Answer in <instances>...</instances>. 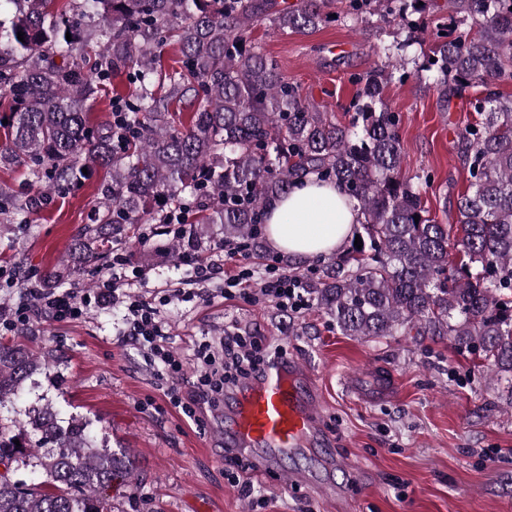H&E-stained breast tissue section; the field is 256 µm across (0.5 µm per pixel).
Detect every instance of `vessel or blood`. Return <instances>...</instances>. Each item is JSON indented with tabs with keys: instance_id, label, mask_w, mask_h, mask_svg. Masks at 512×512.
Returning a JSON list of instances; mask_svg holds the SVG:
<instances>
[{
	"instance_id": "1",
	"label": "vessel or blood",
	"mask_w": 512,
	"mask_h": 512,
	"mask_svg": "<svg viewBox=\"0 0 512 512\" xmlns=\"http://www.w3.org/2000/svg\"><path fill=\"white\" fill-rule=\"evenodd\" d=\"M315 404L300 367L276 365L241 389L224 435L227 455L258 448L269 455L307 452L318 438Z\"/></svg>"
}]
</instances>
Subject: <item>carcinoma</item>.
<instances>
[{
  "instance_id": "1",
  "label": "carcinoma",
  "mask_w": 512,
  "mask_h": 512,
  "mask_svg": "<svg viewBox=\"0 0 512 512\" xmlns=\"http://www.w3.org/2000/svg\"><path fill=\"white\" fill-rule=\"evenodd\" d=\"M342 3L348 20L377 15L406 31L384 49V64L352 75L346 123L251 39L262 21L282 33L314 31L335 21L336 0H0V121L8 120L0 165H24L45 183L25 199L0 184V206L23 221L80 183L88 164L109 175L69 259L34 287H56L105 260L134 225L167 224L177 211L195 213L191 241L219 224L224 244L263 259L267 208L314 176L336 184L361 217L339 250L304 269L300 256L278 258L300 277L308 304L358 340L412 330L446 337L512 384V94L497 90L512 85V0H448V21L426 50L424 18L435 0ZM170 41L181 56L167 69ZM411 56L422 58L417 76L444 106L455 97L478 116L459 133L468 185L453 225L430 215L406 176L400 115L382 96L394 74L410 76ZM118 72L136 92L115 93L112 122L92 127L87 102ZM53 362L1 341L0 406ZM2 460L36 482L0 474V512H112V483L136 484L124 450L49 400L0 415Z\"/></svg>"
}]
</instances>
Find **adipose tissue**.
I'll use <instances>...</instances> for the list:
<instances>
[{
  "label": "adipose tissue",
  "instance_id": "adipose-tissue-1",
  "mask_svg": "<svg viewBox=\"0 0 512 512\" xmlns=\"http://www.w3.org/2000/svg\"><path fill=\"white\" fill-rule=\"evenodd\" d=\"M358 210L337 187L308 179L274 201L267 215L270 245L290 255L330 253L351 237Z\"/></svg>",
  "mask_w": 512,
  "mask_h": 512
}]
</instances>
